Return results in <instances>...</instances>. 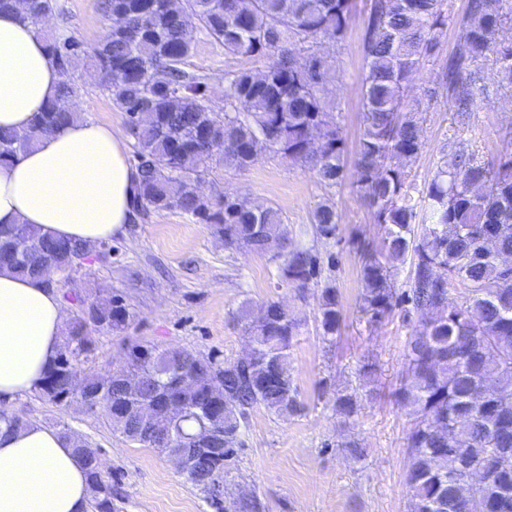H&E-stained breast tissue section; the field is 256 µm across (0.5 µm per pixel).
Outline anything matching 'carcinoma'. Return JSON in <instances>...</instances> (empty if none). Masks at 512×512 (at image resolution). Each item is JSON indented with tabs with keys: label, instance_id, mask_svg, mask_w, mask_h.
I'll list each match as a JSON object with an SVG mask.
<instances>
[{
	"label": "carcinoma",
	"instance_id": "carcinoma-1",
	"mask_svg": "<svg viewBox=\"0 0 512 512\" xmlns=\"http://www.w3.org/2000/svg\"><path fill=\"white\" fill-rule=\"evenodd\" d=\"M22 19L38 23L59 12L58 0H23ZM508 0H468L463 14L448 18L444 0H369L364 20L362 78L364 131L357 148L354 185L358 202L383 229L376 245L362 246L361 311L370 323L389 317L401 298L416 320L406 345L405 376L396 389L409 417L406 482L409 512H512V497H497V483L512 484V148L485 162L458 145L416 203L408 164L425 146L423 112L433 100L454 106L457 122L470 123L482 101L481 66L495 58L501 87L512 90V34L506 33ZM353 0H101L118 17L93 52L98 85L125 116L135 140L139 209H178L208 224L224 248L271 254L280 281L304 290L313 274L309 251L289 240L283 216L272 204L246 195L205 194L209 162L244 171L280 160L312 171L326 188L344 177L346 143L336 115L320 50L345 38ZM456 43L432 86L413 93L416 76L436 55L448 25ZM224 54L267 59L261 70L224 72V111L213 110L207 85L186 69L194 53V29ZM62 81L55 102L27 130L0 129V161L16 156L40 136L78 118L73 101L83 92L75 77L83 50L69 36L48 38ZM335 203L326 198L311 216L318 240L336 238ZM94 245L44 234L29 224L0 230V269L40 278L54 255L60 270L92 255ZM409 264L407 289L395 271ZM319 329L339 330L338 289L329 278L318 295ZM133 314L121 296L94 302L68 319L65 339L39 392L64 405L74 398L71 379L92 351L91 330L123 331ZM237 319L249 337L248 352L219 361L178 348L129 347L128 369L102 388L87 373L83 391L100 394L112 431L170 456L188 454L209 429L223 435L184 474L187 483L214 499L217 481L240 450L242 427L253 409L278 417L299 411L291 368L298 323L280 302L264 304L255 317ZM336 413L351 419L356 395L336 396ZM28 424L0 409V426ZM89 479L93 512H112V483L89 457L88 443L65 431ZM495 465L493 482L458 495L465 460ZM259 503L229 500L224 512H257Z\"/></svg>",
	"mask_w": 512,
	"mask_h": 512
}]
</instances>
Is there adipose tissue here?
<instances>
[{"label":"adipose tissue","instance_id":"1","mask_svg":"<svg viewBox=\"0 0 512 512\" xmlns=\"http://www.w3.org/2000/svg\"><path fill=\"white\" fill-rule=\"evenodd\" d=\"M60 81L41 25L0 8V127L28 129ZM138 182L121 131L81 118L0 161V226L96 245L134 219ZM64 318L54 289L0 269V402L39 389ZM89 501L85 467L58 432L35 422L0 430V512H88Z\"/></svg>","mask_w":512,"mask_h":512}]
</instances>
